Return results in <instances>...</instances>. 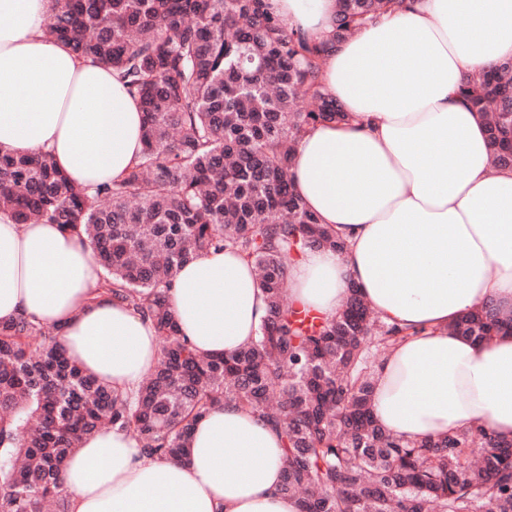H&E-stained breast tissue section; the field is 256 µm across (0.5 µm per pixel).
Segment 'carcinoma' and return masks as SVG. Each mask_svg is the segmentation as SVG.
Here are the masks:
<instances>
[{"label":"carcinoma","mask_w":512,"mask_h":512,"mask_svg":"<svg viewBox=\"0 0 512 512\" xmlns=\"http://www.w3.org/2000/svg\"><path fill=\"white\" fill-rule=\"evenodd\" d=\"M395 0H337L336 40ZM46 33L115 72L144 112L145 148L94 193L49 154L0 150V210L88 239L105 276L91 289L154 324L158 360L134 392L86 375L46 327L0 323V512H67L64 467L88 436L129 432L152 457L186 455L194 421L234 402L282 432V491L301 512H512V443L480 430L409 440L372 416V365L409 336L351 290L324 321L288 299L287 265L344 242L293 193L294 145L342 123L323 82L327 45L269 0H54ZM463 98L485 121L493 168L512 167V61ZM233 249L268 302L259 333L204 356L178 334L168 291L181 265ZM512 316L476 308L453 325L489 340Z\"/></svg>","instance_id":"carcinoma-1"}]
</instances>
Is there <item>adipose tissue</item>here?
<instances>
[{
    "label": "adipose tissue",
    "instance_id": "adipose-tissue-1",
    "mask_svg": "<svg viewBox=\"0 0 512 512\" xmlns=\"http://www.w3.org/2000/svg\"><path fill=\"white\" fill-rule=\"evenodd\" d=\"M316 41L336 0H272ZM52 0H0V147L45 151L87 190L142 153L139 106L116 74L45 32ZM512 59V0H404L326 52L323 79L348 119L307 131L291 174L305 206L344 241L292 264L291 297L325 319L356 286L384 321L410 328L374 367L373 411L407 439L480 427L512 440V334L478 342L452 324L485 302L512 311V169L493 170L485 124L461 95L469 75ZM87 239L0 211V320L49 324L82 369L138 388L157 357L151 321L107 296ZM204 355L232 353L267 314L257 272L205 252L169 293ZM282 441L228 403L198 421L186 462L150 458L124 431L84 441L64 469L69 512H299L280 491Z\"/></svg>",
    "mask_w": 512,
    "mask_h": 512
}]
</instances>
